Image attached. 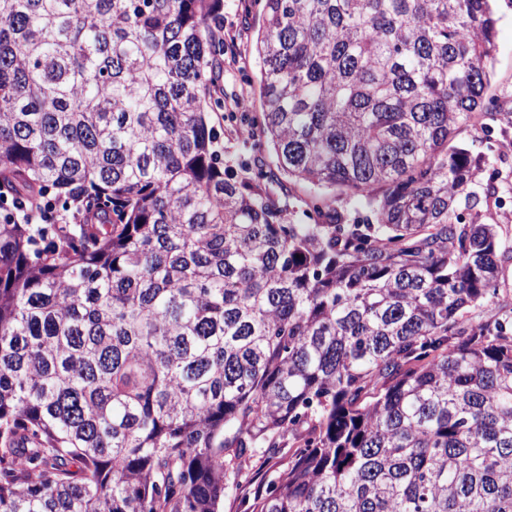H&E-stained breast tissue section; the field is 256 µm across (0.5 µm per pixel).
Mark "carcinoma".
Returning a JSON list of instances; mask_svg holds the SVG:
<instances>
[{"label": "carcinoma", "mask_w": 512, "mask_h": 512, "mask_svg": "<svg viewBox=\"0 0 512 512\" xmlns=\"http://www.w3.org/2000/svg\"><path fill=\"white\" fill-rule=\"evenodd\" d=\"M490 2L264 0L236 169L223 0H0V192L70 216L0 219V512H223L255 458L245 512H512V324L466 319L509 249L454 143ZM284 185V188L286 190L281 189V187L277 183H273L271 187L275 193L281 196L283 193L288 194L289 190V202L291 204V207L293 208L294 220L297 223L305 224L308 221L304 212V210L306 209L305 202L309 201V199L312 197V193L304 184L292 182L291 184H288V182H285ZM323 197L327 205L330 207H338L339 209L347 210L352 218H356L362 221L366 217H371L370 209L364 207L355 199L349 200L344 197H338L333 192L323 193Z\"/></svg>", "instance_id": "cac0c4a2"}]
</instances>
